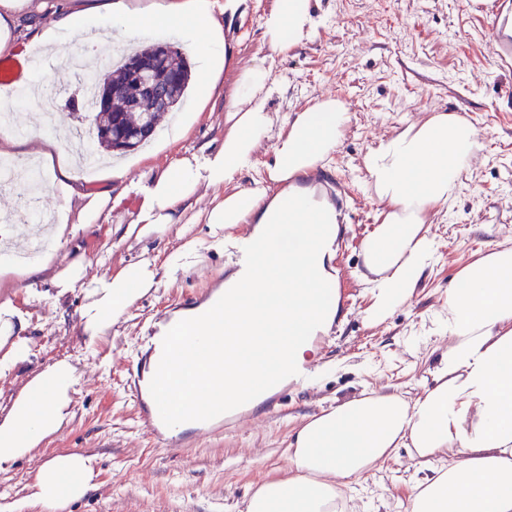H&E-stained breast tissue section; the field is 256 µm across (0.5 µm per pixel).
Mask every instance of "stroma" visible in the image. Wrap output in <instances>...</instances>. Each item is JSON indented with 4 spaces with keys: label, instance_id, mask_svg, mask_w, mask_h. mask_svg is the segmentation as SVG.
<instances>
[{
    "label": "stroma",
    "instance_id": "1",
    "mask_svg": "<svg viewBox=\"0 0 512 512\" xmlns=\"http://www.w3.org/2000/svg\"><path fill=\"white\" fill-rule=\"evenodd\" d=\"M508 0H321L322 23L308 43L285 52L271 50L262 20L271 0H216L218 20H232L236 33L226 48L234 62L203 117L186 135L156 157L127 154L138 186L113 198L109 224H134L146 202V189L171 161L201 148L218 149L227 126L225 96L242 71L266 60L279 93L267 102L279 119L315 100L332 98L350 114L345 135L315 181L335 200L338 230L332 245V274L338 311L331 327L316 336L320 371L312 385L288 383L267 395L248 416L231 415L226 428L200 437L181 435L161 447L145 434L128 391L130 371L147 360L150 321L179 311L189 297L204 298L232 271L231 251L201 248L192 267L162 280L104 335L92 338L80 326L85 289L57 296L47 283H30L10 273L0 278V300L13 299L28 323V356L0 373V422L14 399L47 366L59 360L78 367L70 392L68 420L34 451L0 468V512H45L28 500L44 463L58 454L94 457V488L58 512H243L251 485L281 476L287 448L310 416L350 399L366 388L417 397L431 384L439 340L435 314L455 275L493 246L512 242V69L495 59L501 43L498 20ZM18 52L0 53V86L20 95L13 122L18 138L31 133L27 82L47 77L46 92L58 98L55 124L64 130L87 125L70 102L78 81L63 62L34 68ZM463 114L478 133L476 161L450 212L431 211L426 219L438 243L411 302L384 322L369 318L370 276L361 255L363 241L376 227L379 203L364 170L365 154L380 138L405 130L434 112ZM102 229L89 230L79 257L86 279L116 272L141 253L165 257L180 246L175 231L163 237L129 239L113 251ZM407 449L380 471L362 476L354 487L366 512L387 507L402 512L399 499L409 480Z\"/></svg>",
    "mask_w": 512,
    "mask_h": 512
}]
</instances>
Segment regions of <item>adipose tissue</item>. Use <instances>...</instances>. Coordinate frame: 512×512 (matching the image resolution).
Instances as JSON below:
<instances>
[{
  "label": "adipose tissue",
  "mask_w": 512,
  "mask_h": 512,
  "mask_svg": "<svg viewBox=\"0 0 512 512\" xmlns=\"http://www.w3.org/2000/svg\"><path fill=\"white\" fill-rule=\"evenodd\" d=\"M319 9L320 0H273L264 19L270 48L311 40L321 21ZM46 11L52 20L37 43L51 55L62 52L68 34L85 28L93 11L104 18L97 35L103 47L133 28L177 29L202 61L197 116L229 62L212 0H72L54 12L46 0H0V51L11 49L10 36L24 17ZM274 90L264 63L243 70L226 101L228 129L220 148L168 165L148 187V204L137 223L120 231L126 241L173 229L184 239L181 247L164 264L143 254L114 275L93 279L81 309L85 333L98 336L163 277L196 258L198 242L187 238V223L208 225L213 237L250 225L248 242L256 252L252 275L235 272L225 280L222 317H209L204 305L193 314L190 333L205 341L202 358L173 377L160 354L149 357L157 394L177 409L186 402L205 405L215 394L240 407L254 405L265 385L279 386L285 364L309 359L312 335L336 317L330 261L338 215L335 203L317 196L309 178L340 145L349 113L329 98L289 113L278 126L267 109ZM268 140L274 146L267 180L200 207L201 189L234 181ZM24 147L49 162L67 150L37 126L24 141L0 128L1 155ZM477 150V132L466 118L437 112L382 139L365 155L380 204L379 225L361 247L374 274L373 321H384L412 299L437 251L424 218L452 205ZM54 188L63 199L55 214V246L21 272L34 282L50 280L64 293L85 273L70 251L104 220L112 194L107 188L88 193L65 168ZM77 200L83 206L76 211ZM457 280L438 316L436 333L445 348L432 370V386L412 400L366 389L309 417L288 450L283 475L253 486L244 512H348L352 481L381 469L400 448L410 449V465L418 474L405 512H512V245L498 244L466 264ZM25 330L13 301H0V335L15 339L0 372L24 361ZM75 380V366L55 363L14 403L0 424V467L62 426ZM93 477L92 457L58 455L42 466L32 497L53 512L90 491Z\"/></svg>",
  "instance_id": "ef3b65f1"
}]
</instances>
